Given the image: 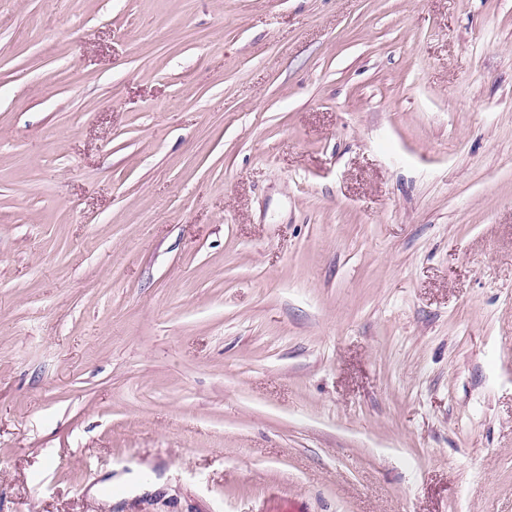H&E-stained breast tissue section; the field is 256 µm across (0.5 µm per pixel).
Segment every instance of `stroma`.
<instances>
[{"label": "stroma", "mask_w": 512, "mask_h": 512, "mask_svg": "<svg viewBox=\"0 0 512 512\" xmlns=\"http://www.w3.org/2000/svg\"><path fill=\"white\" fill-rule=\"evenodd\" d=\"M0 512H512V0H0Z\"/></svg>", "instance_id": "1"}]
</instances>
